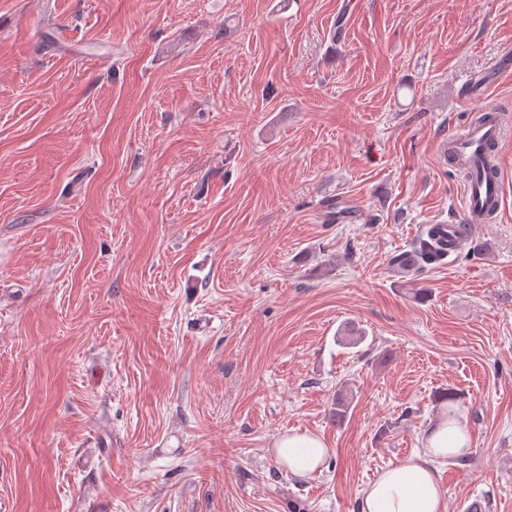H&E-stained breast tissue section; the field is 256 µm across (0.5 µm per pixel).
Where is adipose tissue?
I'll list each match as a JSON object with an SVG mask.
<instances>
[{
	"label": "adipose tissue",
	"mask_w": 512,
	"mask_h": 512,
	"mask_svg": "<svg viewBox=\"0 0 512 512\" xmlns=\"http://www.w3.org/2000/svg\"><path fill=\"white\" fill-rule=\"evenodd\" d=\"M447 409V416L425 431L421 452L383 470L366 487L361 512H446L435 463L473 450L469 431L455 415V404ZM274 448L277 463L297 475L322 469L330 454L320 438L305 433L279 437Z\"/></svg>",
	"instance_id": "obj_1"
}]
</instances>
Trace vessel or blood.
Returning a JSON list of instances; mask_svg holds the SVG:
<instances>
[{"mask_svg":"<svg viewBox=\"0 0 512 512\" xmlns=\"http://www.w3.org/2000/svg\"><path fill=\"white\" fill-rule=\"evenodd\" d=\"M485 120L465 122L460 130L451 133L437 145L441 156L450 158L467 172L462 185L465 221L485 224L496 216L503 203L500 177L488 176L485 162L488 148L511 133L503 123L496 104H488Z\"/></svg>","mask_w":512,"mask_h":512,"instance_id":"b4317fda","label":"vessel or blood"}]
</instances>
